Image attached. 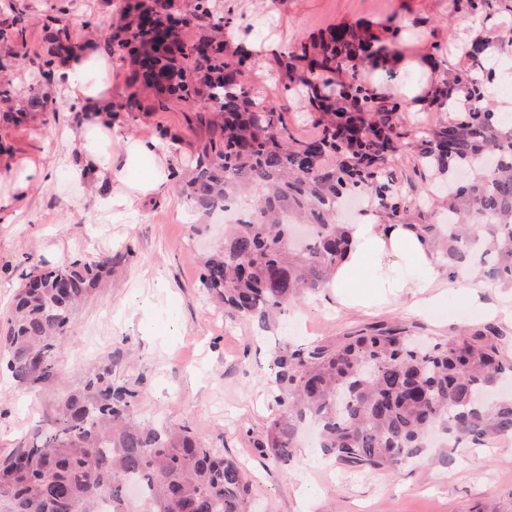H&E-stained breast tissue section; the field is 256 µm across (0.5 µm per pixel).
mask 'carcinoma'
Returning <instances> with one entry per match:
<instances>
[{
    "instance_id": "cac0c4a2",
    "label": "carcinoma",
    "mask_w": 512,
    "mask_h": 512,
    "mask_svg": "<svg viewBox=\"0 0 512 512\" xmlns=\"http://www.w3.org/2000/svg\"><path fill=\"white\" fill-rule=\"evenodd\" d=\"M175 19L168 5L121 0L105 51L128 67L119 112H168L204 102L184 119L199 137L183 175L192 207L224 209L259 187L262 194L235 223L224 246L202 261L200 283L224 303L231 322L265 331L289 307L326 288L349 246L336 223L341 201L365 197L391 224L414 226L449 273L478 272L512 285V122L483 106L494 77L475 40L466 70L447 69L420 99L435 113L414 145L420 161L448 182V223L427 224L402 191L391 162L411 146L401 132L404 103L371 88L363 72L385 68L400 26L388 35L335 26L277 59L284 89L315 113L318 134L297 140L286 110L250 94L233 78L253 55L230 48L220 0H190ZM50 48L38 56L51 81L55 59L74 48L68 26L51 19ZM28 107L63 105L31 89ZM112 274V258H81L21 273L0 367L23 385L58 382L57 349L73 308ZM495 330L463 333L430 346L404 328L375 326L328 344L284 345L271 352L270 392L277 407L262 440L264 456L287 469L301 425L320 427L324 455L368 472L395 470L430 435L482 445L512 435V400L479 403L512 377V357ZM138 391L112 382V367L90 376L60 405L56 425L0 462V501L8 512H247L250 476L186 427L138 420Z\"/></svg>"
}]
</instances>
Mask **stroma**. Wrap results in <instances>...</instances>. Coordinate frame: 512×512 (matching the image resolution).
Returning <instances> with one entry per match:
<instances>
[{
  "label": "stroma",
  "mask_w": 512,
  "mask_h": 512,
  "mask_svg": "<svg viewBox=\"0 0 512 512\" xmlns=\"http://www.w3.org/2000/svg\"><path fill=\"white\" fill-rule=\"evenodd\" d=\"M116 0H0V29L14 11L27 20L23 38L0 40V81L11 82L16 106L37 71L31 55L46 50L44 25L67 14L74 41L104 42L116 16ZM231 19L249 17V30L235 37L261 44L255 65L245 75L251 93L283 102L282 78L273 56L332 26L402 25L396 40L408 66L393 76L370 78L388 94L396 85L423 83L422 61L435 46L446 47L447 67L457 66L463 47L474 39V21L488 37L512 29V0L470 15L456 0H221ZM0 105V327L9 317L23 267L58 266L86 256L111 257L112 274L73 313L57 354L61 381L35 388L0 373V459L25 448L33 433L50 427L61 399L80 390L103 366L115 382L140 392L138 415L184 425L206 438L225 456L244 465L253 485L252 512H512V436L488 446L424 449L397 470L370 474L323 456L303 441L288 471L272 466L253 447L276 407L268 382L274 376L270 352L274 335H256L243 323H227L224 311L201 287L199 256L222 245L224 215L196 213L176 183L132 208L102 209L107 195L100 180L79 183L69 166L83 156L80 137L93 120L89 112L30 113L26 122L8 121ZM182 139L167 164L187 167L197 137L187 130L181 107L157 114H120L114 121L112 165L121 167L124 139L152 140L157 125ZM43 167L45 179L26 194L13 189L25 162ZM393 166L409 199L423 202L429 221H437L440 199L427 198L442 176L427 172L416 151L395 157ZM379 324L409 328L420 336L448 338L461 328L485 330L483 315L461 312L445 302L424 312L402 308L347 311L336 307L329 290L292 306L287 317L292 343L333 341ZM503 350L512 349V325L496 323ZM313 490L297 495V479Z\"/></svg>",
  "instance_id": "stroma-1"
}]
</instances>
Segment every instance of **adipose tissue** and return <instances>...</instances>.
Masks as SVG:
<instances>
[{"instance_id": "adipose-tissue-1", "label": "adipose tissue", "mask_w": 512, "mask_h": 512, "mask_svg": "<svg viewBox=\"0 0 512 512\" xmlns=\"http://www.w3.org/2000/svg\"><path fill=\"white\" fill-rule=\"evenodd\" d=\"M111 69V62L96 45L84 42L58 65L56 80L70 103L82 111L96 112L112 101V86L106 79ZM111 140V124H89L81 141L85 162L72 168L71 176L116 181L123 188L122 199L130 204L145 200L167 185L166 156L156 142L124 140V165L116 171L105 149ZM346 234L348 250L328 283L340 307L362 310L392 300L428 308L441 299L443 290L449 289L458 304L512 324L511 307L485 302L484 281L456 284L445 279L436 254L413 227L384 223L371 209L358 223L347 225Z\"/></svg>"}]
</instances>
